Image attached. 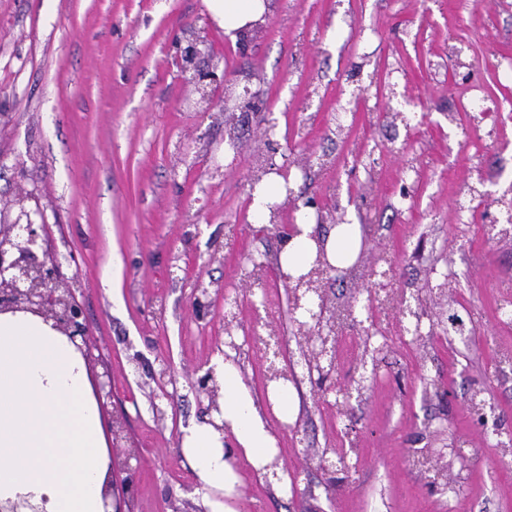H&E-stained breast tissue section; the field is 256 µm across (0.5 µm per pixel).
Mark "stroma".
Wrapping results in <instances>:
<instances>
[{
  "label": "stroma",
  "mask_w": 512,
  "mask_h": 512,
  "mask_svg": "<svg viewBox=\"0 0 512 512\" xmlns=\"http://www.w3.org/2000/svg\"><path fill=\"white\" fill-rule=\"evenodd\" d=\"M268 29L231 37L207 0H0V208L40 210L91 336L111 369V411H124L142 479L134 512H209L181 438L208 419L190 386L223 344L224 313L254 314L238 281L244 255L279 251L249 216V179L264 160L263 119L289 179L338 214L371 224L395 288L447 283L477 319L469 336L419 348L392 317L387 354L367 371L349 417L299 394L297 430L277 433L281 469L243 471V512H512V349L498 298L512 247L488 239L512 190V0H266ZM207 26L258 106L236 115L237 152L220 106L201 102L176 65ZM482 85L469 99L470 85ZM369 89L355 103L357 86ZM404 120L382 116L383 105ZM413 199L402 202L407 167ZM235 243H228L229 226ZM455 278L442 280V271ZM209 284L193 312L186 282ZM176 371L174 400H155L153 371ZM469 459L430 487L408 459ZM356 443L354 468L328 489L323 462Z\"/></svg>",
  "instance_id": "obj_1"
}]
</instances>
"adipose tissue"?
I'll use <instances>...</instances> for the list:
<instances>
[{
    "instance_id": "ef3b65f1",
    "label": "adipose tissue",
    "mask_w": 512,
    "mask_h": 512,
    "mask_svg": "<svg viewBox=\"0 0 512 512\" xmlns=\"http://www.w3.org/2000/svg\"><path fill=\"white\" fill-rule=\"evenodd\" d=\"M209 8L228 34L266 12L265 0H209ZM361 242L360 225H336L325 239L330 263L340 268L351 266L359 255ZM212 367L218 381L224 384V427L219 430L207 422L193 425L182 438L181 446L193 462L202 490L223 493L216 512H240L237 488L241 467L264 475L266 465L278 454L277 439L271 422L261 412L234 362L219 356Z\"/></svg>"
}]
</instances>
